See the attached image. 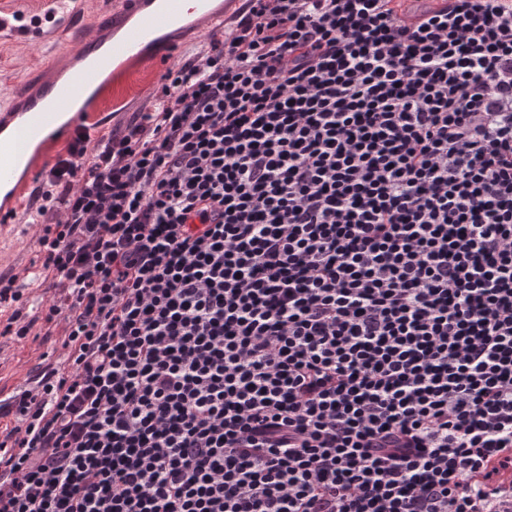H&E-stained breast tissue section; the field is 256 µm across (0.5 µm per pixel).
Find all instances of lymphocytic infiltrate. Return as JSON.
<instances>
[{
	"instance_id": "obj_1",
	"label": "lymphocytic infiltrate",
	"mask_w": 512,
	"mask_h": 512,
	"mask_svg": "<svg viewBox=\"0 0 512 512\" xmlns=\"http://www.w3.org/2000/svg\"><path fill=\"white\" fill-rule=\"evenodd\" d=\"M59 159L0 512H512V0H246Z\"/></svg>"
}]
</instances>
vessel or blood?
<instances>
[{"label": "vessel or blood", "instance_id": "vessel-or-blood-1", "mask_svg": "<svg viewBox=\"0 0 512 512\" xmlns=\"http://www.w3.org/2000/svg\"><path fill=\"white\" fill-rule=\"evenodd\" d=\"M242 0H35L31 12L50 20L27 37L45 47L44 70L0 94V225L28 222L58 157L52 144L73 143L99 120L97 103L74 102L96 89L103 73L137 77L154 88L156 69L209 38H223Z\"/></svg>", "mask_w": 512, "mask_h": 512}]
</instances>
